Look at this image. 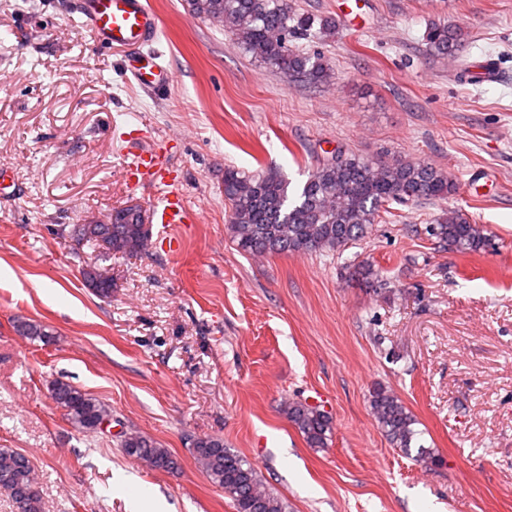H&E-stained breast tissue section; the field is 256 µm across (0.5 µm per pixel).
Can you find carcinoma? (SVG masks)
I'll list each match as a JSON object with an SVG mask.
<instances>
[{
    "label": "carcinoma",
    "instance_id": "obj_1",
    "mask_svg": "<svg viewBox=\"0 0 512 512\" xmlns=\"http://www.w3.org/2000/svg\"><path fill=\"white\" fill-rule=\"evenodd\" d=\"M188 4L193 15L219 22L246 53L289 77L311 84L330 78L321 54L303 52L292 42L330 36L336 30L335 19L298 14L289 0H188ZM457 37V30L448 24L431 23L426 34L428 53L447 55ZM453 191L448 172L431 164L396 159L373 165L342 152L319 164L293 198L275 170L246 174L234 167L224 169L230 237L238 249L259 255L339 252L362 239L381 214L389 212V205L442 201ZM143 225L141 210L125 207L112 211L108 224L74 225L73 236L79 243L134 255ZM426 232L444 250L479 252L490 245L484 227L471 223L455 208L442 212ZM97 271L96 266L85 269L84 282L107 298L112 294V281L97 279ZM352 276L375 289L390 287L383 271L369 263L354 265ZM18 330L43 343L51 338L37 324L22 323ZM51 396L71 425L84 433H99L100 421L112 415L105 403L61 379L52 383ZM370 408L389 443L411 451L416 419L402 400L378 386L370 394ZM285 414L309 446L327 444L331 426L322 411L294 402L285 407ZM121 448L155 469L174 467L168 449L138 433L122 435ZM192 448L211 482L232 500L235 512H284L282 500L264 485L257 468L225 447L223 438H197ZM0 492L11 500L13 512H43L33 466L11 448H0Z\"/></svg>",
    "mask_w": 512,
    "mask_h": 512
}]
</instances>
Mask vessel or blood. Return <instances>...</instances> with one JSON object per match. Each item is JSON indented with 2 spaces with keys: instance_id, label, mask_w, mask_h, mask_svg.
<instances>
[{
  "instance_id": "b4317fda",
  "label": "vessel or blood",
  "mask_w": 512,
  "mask_h": 512,
  "mask_svg": "<svg viewBox=\"0 0 512 512\" xmlns=\"http://www.w3.org/2000/svg\"><path fill=\"white\" fill-rule=\"evenodd\" d=\"M77 11L84 26L100 42L130 49L126 69L140 88L154 90L170 84L171 72L159 56L148 50L158 37L160 23L149 0H79ZM128 173L135 184H146L156 191V223L166 229L193 223L194 217L177 190V174L154 149L134 154Z\"/></svg>"
}]
</instances>
